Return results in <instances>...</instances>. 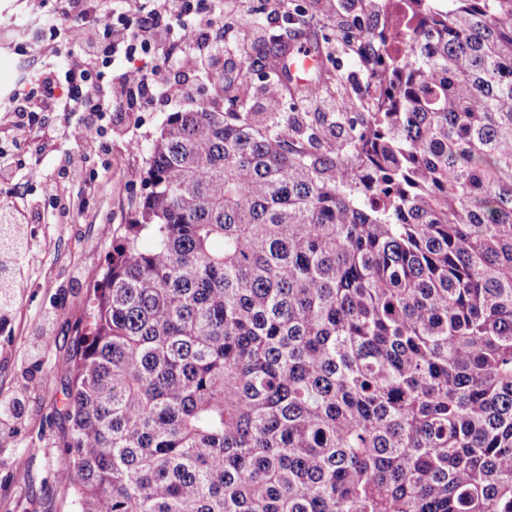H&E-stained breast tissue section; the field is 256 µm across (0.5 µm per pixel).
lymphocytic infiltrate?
<instances>
[{
    "mask_svg": "<svg viewBox=\"0 0 512 512\" xmlns=\"http://www.w3.org/2000/svg\"><path fill=\"white\" fill-rule=\"evenodd\" d=\"M98 17L93 0H65L74 33L73 59L65 70L42 69L29 92L0 125L12 134L10 148L0 150V183L23 184L28 176L18 156L31 138L47 148L67 150L60 181L86 178L89 154H109L112 125L131 120L159 101L184 97L188 86L175 71L223 74L225 21L236 16L240 0H116ZM47 112H75L77 121L47 125Z\"/></svg>",
    "mask_w": 512,
    "mask_h": 512,
    "instance_id": "1",
    "label": "lymphocytic infiltrate"
}]
</instances>
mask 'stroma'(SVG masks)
<instances>
[{
	"label": "stroma",
	"instance_id": "1",
	"mask_svg": "<svg viewBox=\"0 0 512 512\" xmlns=\"http://www.w3.org/2000/svg\"><path fill=\"white\" fill-rule=\"evenodd\" d=\"M61 7V0H46L43 11L35 14L27 0H0V114L10 111L31 87L39 67L29 59L31 43L48 45L47 60L57 68L69 63L70 21ZM283 8L302 10L307 29L331 37L340 16L356 21L367 13L364 0H285ZM268 11V0H253L250 11L232 20L236 33L230 43L244 48L228 65L240 76L236 105H228L209 91L206 81L194 78L186 97L138 113L129 132L113 133L111 155L90 156L87 174L100 182L98 192L81 183L61 185V198L72 206L67 221L46 223L40 218L52 208L47 196L51 169L32 171L20 194L0 184V210H13L26 224L33 251L32 256L19 257L24 286L0 316V391L18 395L21 401L18 418L0 424V512H74L72 491L61 479L68 456L62 446L66 377L60 366L73 354L112 238L129 222L144 191L147 148L167 116L204 102L221 112L264 111L262 83L248 67L258 50L254 30L283 24ZM325 65L342 75L340 83L329 85L326 100L340 112L362 111L366 73L361 64L334 43ZM22 468L27 471L23 479L18 476Z\"/></svg>",
	"mask_w": 512,
	"mask_h": 512
}]
</instances>
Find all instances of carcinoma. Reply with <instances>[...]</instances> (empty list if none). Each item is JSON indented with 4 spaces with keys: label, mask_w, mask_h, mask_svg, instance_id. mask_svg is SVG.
<instances>
[{
    "label": "carcinoma",
    "mask_w": 512,
    "mask_h": 512,
    "mask_svg": "<svg viewBox=\"0 0 512 512\" xmlns=\"http://www.w3.org/2000/svg\"><path fill=\"white\" fill-rule=\"evenodd\" d=\"M405 3L343 32L368 111H283L290 17L270 111L151 140L63 365L78 512H512V0Z\"/></svg>",
    "instance_id": "cac0c4a2"
}]
</instances>
